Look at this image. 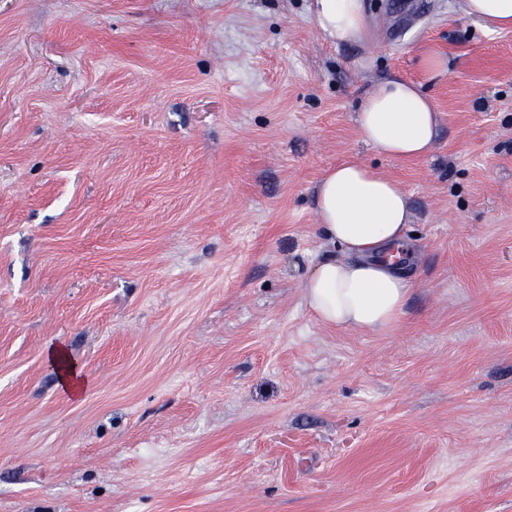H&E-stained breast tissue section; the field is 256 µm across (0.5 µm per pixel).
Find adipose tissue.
Segmentation results:
<instances>
[{
    "mask_svg": "<svg viewBox=\"0 0 512 512\" xmlns=\"http://www.w3.org/2000/svg\"><path fill=\"white\" fill-rule=\"evenodd\" d=\"M459 9L484 31L512 30V0H461ZM311 10L330 40L363 41L371 35L365 0H313ZM356 124L360 139L380 154L413 159L431 153L439 113L419 83L390 79L370 88ZM316 204L326 236L346 257L315 263L305 282L309 307L328 325L392 328L410 291L403 266L386 259L390 250L407 245L406 193L370 167L343 162L320 180Z\"/></svg>",
    "mask_w": 512,
    "mask_h": 512,
    "instance_id": "adipose-tissue-1",
    "label": "adipose tissue"
}]
</instances>
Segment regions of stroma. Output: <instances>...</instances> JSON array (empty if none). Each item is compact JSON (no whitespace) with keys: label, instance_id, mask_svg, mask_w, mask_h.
<instances>
[{"label":"stroma","instance_id":"obj_1","mask_svg":"<svg viewBox=\"0 0 512 512\" xmlns=\"http://www.w3.org/2000/svg\"><path fill=\"white\" fill-rule=\"evenodd\" d=\"M366 4L339 44L311 0H0V512H512V32ZM396 77L426 157L359 138ZM344 161L410 202L384 332L305 297ZM356 124L359 138L380 154L413 159L433 150L439 113L419 83L390 79L370 88L358 107ZM46 354L49 360L56 364L59 381L64 390L74 395L78 394L84 382L67 353L60 347L52 346L46 349Z\"/></svg>","mask_w":512,"mask_h":512}]
</instances>
